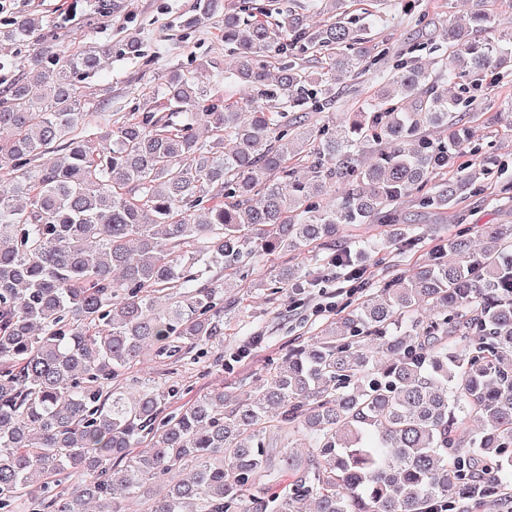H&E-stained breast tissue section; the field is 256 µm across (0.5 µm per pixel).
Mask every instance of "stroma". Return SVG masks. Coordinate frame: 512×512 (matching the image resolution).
Returning a JSON list of instances; mask_svg holds the SVG:
<instances>
[{
	"instance_id": "1",
	"label": "stroma",
	"mask_w": 512,
	"mask_h": 512,
	"mask_svg": "<svg viewBox=\"0 0 512 512\" xmlns=\"http://www.w3.org/2000/svg\"><path fill=\"white\" fill-rule=\"evenodd\" d=\"M196 0H0V24L14 16L36 13L46 27L57 30L59 48L70 52L89 42L119 45L124 31L138 30L153 56L151 63L113 54L93 78V86L109 87L110 92L95 107L92 123L96 126L122 122L132 110L136 89L157 84L171 66L197 67L202 61L210 66L202 73L204 82L220 87L233 71L235 60L224 50L217 28L201 31L181 27L180 20L192 14ZM467 0L449 8L448 0H421L418 10L397 9L387 15L378 31L387 39L392 52L409 44L433 39L446 41L449 16L465 20ZM512 182V165L496 170L483 191L468 197L457 208L443 214L420 210L413 198L397 206L402 223L416 227L422 235L419 247L412 252L393 251L396 264L406 273H414L427 259L440 238L467 229L472 249H481L488 225L512 224V197L500 194L502 184ZM302 264L299 257L288 254L266 255L259 259L248 277H234V286L226 295L236 301L235 317L224 322V341L213 347L207 357L175 363L149 347L139 360L117 380L118 385L132 388L137 382L150 381L158 390L186 384L194 392L206 393L216 388L239 393L256 386L260 375L287 352L293 339H308L323 323L317 307L333 305L342 310L356 301L357 291L344 290L345 272L340 268L306 265L316 278L313 288L298 294L291 289L270 293L264 282L274 279L285 266ZM246 346L250 354L233 369L216 370L215 360L224 350Z\"/></svg>"
}]
</instances>
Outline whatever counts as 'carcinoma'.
<instances>
[{
	"instance_id": "obj_1",
	"label": "carcinoma",
	"mask_w": 512,
	"mask_h": 512,
	"mask_svg": "<svg viewBox=\"0 0 512 512\" xmlns=\"http://www.w3.org/2000/svg\"><path fill=\"white\" fill-rule=\"evenodd\" d=\"M275 0H198L188 29L222 24L243 105L175 66L129 118L90 130L87 80L112 55H65L42 17L0 27L31 47L0 92V512H474L512 501V225L465 231L413 275L389 280L288 349L266 383L237 395L105 386L151 345L200 359L224 341L235 302L215 269L304 256L346 224L392 228L371 257L421 236L390 206H458L507 160L477 146L470 96L512 68V0H473L471 32L448 27L438 69L420 42L390 55L371 36L389 0L357 14L323 0L319 26ZM147 45L127 33L121 54ZM373 71L368 107L326 118L340 85ZM459 94L448 97L447 85ZM442 126L446 140L428 130ZM63 156L36 163L53 146ZM366 152L375 155L369 166ZM345 185L336 202L325 194ZM317 279L283 268L271 291ZM430 309L426 319L422 311ZM188 399H183V396ZM486 430L469 428L471 416ZM309 452L270 442L297 434ZM124 461L122 468L114 461ZM78 480L65 496L64 479Z\"/></svg>"
}]
</instances>
